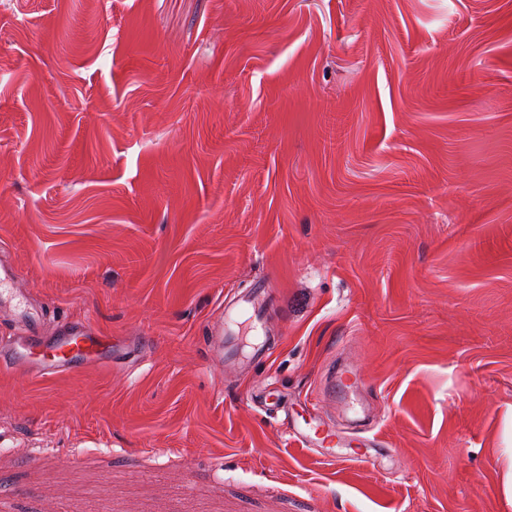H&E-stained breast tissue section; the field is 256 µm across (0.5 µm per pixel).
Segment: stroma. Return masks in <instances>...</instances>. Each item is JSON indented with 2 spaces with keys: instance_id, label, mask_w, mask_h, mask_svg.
Instances as JSON below:
<instances>
[{
  "instance_id": "obj_1",
  "label": "stroma",
  "mask_w": 512,
  "mask_h": 512,
  "mask_svg": "<svg viewBox=\"0 0 512 512\" xmlns=\"http://www.w3.org/2000/svg\"><path fill=\"white\" fill-rule=\"evenodd\" d=\"M1 244L138 351L0 372V512H512V0H0ZM237 307L239 308L235 310ZM271 308L272 304L270 303L269 294L264 288L255 289L246 295H242L236 299V301L227 305L224 319L221 317L210 326L211 337L218 345L222 344L224 337V321L226 333L235 334V327L239 325L237 317L244 310H249L252 313L250 316V321L253 325L252 328L257 329L258 324H260L262 328L265 314Z\"/></svg>"
}]
</instances>
